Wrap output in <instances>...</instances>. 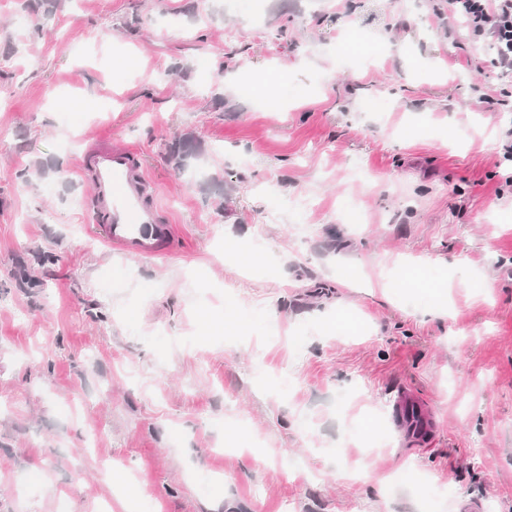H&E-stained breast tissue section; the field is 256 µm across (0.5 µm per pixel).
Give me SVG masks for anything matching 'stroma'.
<instances>
[{"label": "stroma", "mask_w": 512, "mask_h": 512, "mask_svg": "<svg viewBox=\"0 0 512 512\" xmlns=\"http://www.w3.org/2000/svg\"><path fill=\"white\" fill-rule=\"evenodd\" d=\"M438 5L0 0V512H512V75ZM99 139L176 253L94 235ZM415 403L420 409L421 422L407 419V409ZM395 421L403 427L406 432L418 443L426 444L433 436L435 424L431 416L429 405L421 400L416 399L413 395L406 391L398 394L395 408Z\"/></svg>", "instance_id": "obj_1"}]
</instances>
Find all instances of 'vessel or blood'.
Returning a JSON list of instances; mask_svg holds the SVG:
<instances>
[{"label": "vessel or blood", "mask_w": 512, "mask_h": 512, "mask_svg": "<svg viewBox=\"0 0 512 512\" xmlns=\"http://www.w3.org/2000/svg\"><path fill=\"white\" fill-rule=\"evenodd\" d=\"M79 170L90 173L94 204L90 220L110 247L138 258H161L176 246L175 225L162 223L158 203L146 193L147 168L140 155L118 145L91 144L79 160ZM416 404L408 392L396 401V421L418 443H427L435 424L428 404H418L419 420L407 417Z\"/></svg>", "instance_id": "obj_1"}]
</instances>
